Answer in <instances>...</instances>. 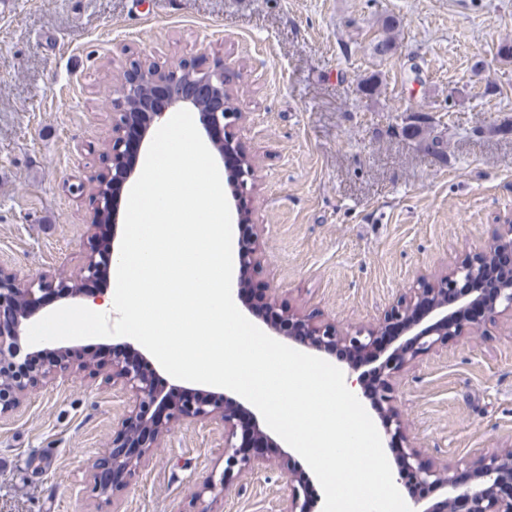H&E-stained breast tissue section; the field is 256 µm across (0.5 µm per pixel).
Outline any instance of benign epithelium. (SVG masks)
I'll return each mask as SVG.
<instances>
[{"instance_id":"1","label":"benign epithelium","mask_w":512,"mask_h":512,"mask_svg":"<svg viewBox=\"0 0 512 512\" xmlns=\"http://www.w3.org/2000/svg\"><path fill=\"white\" fill-rule=\"evenodd\" d=\"M236 91L222 65L200 69L187 61L162 69L143 56L133 59L119 77L112 118V140L104 154L107 173L92 181L89 196L92 218L108 216L109 230L102 236L88 227V250L82 266L72 275L22 276L0 264V416L13 410L38 388L73 375L105 381L129 396L121 428L112 437L104 456L90 461L96 489L108 496L125 491L145 467L171 430L186 422L220 424L224 428V470L210 475L194 498L211 494V503L197 512H214L212 504L224 499L229 487L244 473L275 467L286 477V512H320V497L313 493V477L295 456L284 449L275 459L253 451L257 444L276 448L278 444L257 413L227 394L175 384L165 391L140 368L144 354L129 344L131 355L120 357L108 351L92 364L65 359L62 341L23 353L28 324L39 316L50 298L75 300L89 296L76 284L98 278L97 257L106 252L118 255L117 198L120 190L137 173V156L129 153L127 130L139 126V142L148 138L153 126L163 123L171 111L191 109L198 113L202 137L219 158L233 156L237 165L226 176L238 223H251V200L255 165L245 151L238 129L246 113L233 107ZM512 254V224H500L488 244L469 253L453 268L441 274H421L413 286L395 298L377 323L341 330L336 323L299 315L276 300L272 289L262 288L258 300L266 311L263 322L275 335L305 353H330L346 348L371 356L381 337L400 327L407 339L392 349L375 367L377 382L363 388L372 409L379 415L383 438L394 444L393 480L405 483L411 477L418 484L441 491V499L429 504L412 499V512H512V450L491 452L474 464L466 461L432 462L415 447L407 435L404 415L394 405V380L415 360L458 339L464 332H481L489 314L512 317V286L484 261V254ZM261 243L250 232L238 241L239 273H259Z\"/></svg>"}]
</instances>
